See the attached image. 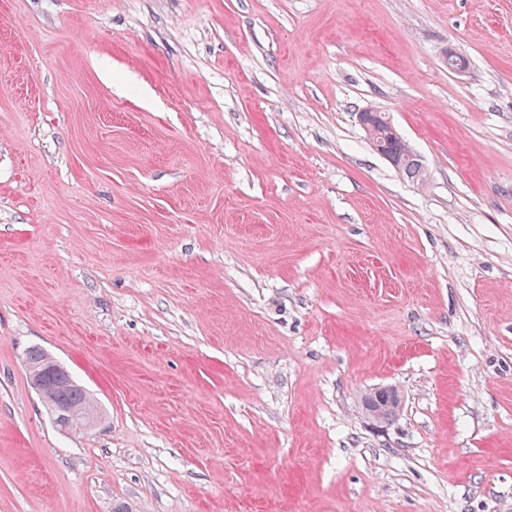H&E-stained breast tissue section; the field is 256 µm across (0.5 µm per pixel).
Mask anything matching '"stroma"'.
<instances>
[{"label": "stroma", "mask_w": 512, "mask_h": 512, "mask_svg": "<svg viewBox=\"0 0 512 512\" xmlns=\"http://www.w3.org/2000/svg\"><path fill=\"white\" fill-rule=\"evenodd\" d=\"M119 506L512 512V0H0V512ZM376 112H379V110L372 107H367L363 109L361 112H358L359 122L363 126L364 130L367 132L366 134L368 135V140L373 149L376 150L383 157H385L390 163H394L393 159L379 147L377 138L382 139L383 145L385 146L387 153L396 157L397 165L394 168L405 179L413 183H420L424 181L426 178V168L424 166V162L419 160V158L413 152V149H411L405 143L403 138H401V140L398 138L399 136L392 127L390 121L388 120L386 112L381 111L379 113L378 136L375 137V135H373L371 131V126H373ZM389 124L391 125V130L393 134L398 137L391 136L389 134ZM41 348L34 347L28 350L26 354V362L28 365V373L30 383L46 369L50 363V368L59 371L60 366L53 358H50ZM50 362H49V360ZM62 366V365H61ZM65 371L58 373L51 384L48 385L45 394V383L41 379H35L34 388L39 395L45 394L42 402L46 405L58 404L70 411L68 425L65 432L82 430L87 426L86 416L94 414L98 416L97 407L90 398L87 391L79 385L62 366ZM377 397L381 402H385V405L388 407H394L397 410H400L402 407V396L398 389L393 386H383L373 388L365 397H364V407L367 413L374 419L378 420L381 417V420H389L393 418L397 411L394 409L385 410L383 415L381 416L380 409L374 405V398Z\"/></svg>", "instance_id": "stroma-1"}]
</instances>
